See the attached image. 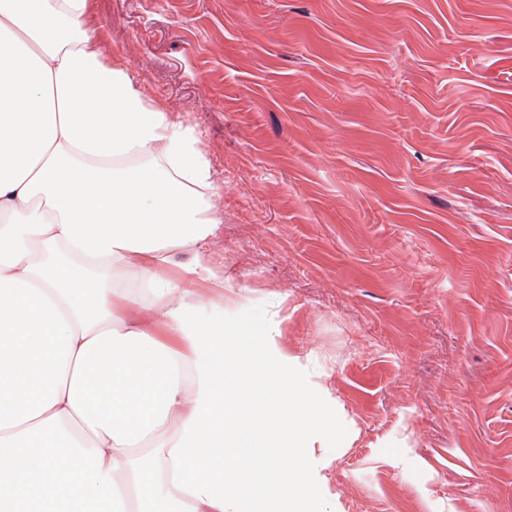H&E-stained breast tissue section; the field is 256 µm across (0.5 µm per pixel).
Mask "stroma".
<instances>
[{"instance_id":"obj_1","label":"stroma","mask_w":512,"mask_h":512,"mask_svg":"<svg viewBox=\"0 0 512 512\" xmlns=\"http://www.w3.org/2000/svg\"><path fill=\"white\" fill-rule=\"evenodd\" d=\"M195 127L208 258L339 411L326 512H512V0H93Z\"/></svg>"}]
</instances>
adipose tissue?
I'll use <instances>...</instances> for the list:
<instances>
[{"instance_id": "1", "label": "adipose tissue", "mask_w": 512, "mask_h": 512, "mask_svg": "<svg viewBox=\"0 0 512 512\" xmlns=\"http://www.w3.org/2000/svg\"><path fill=\"white\" fill-rule=\"evenodd\" d=\"M220 192L91 0H0V512H324L329 391L198 290Z\"/></svg>"}]
</instances>
